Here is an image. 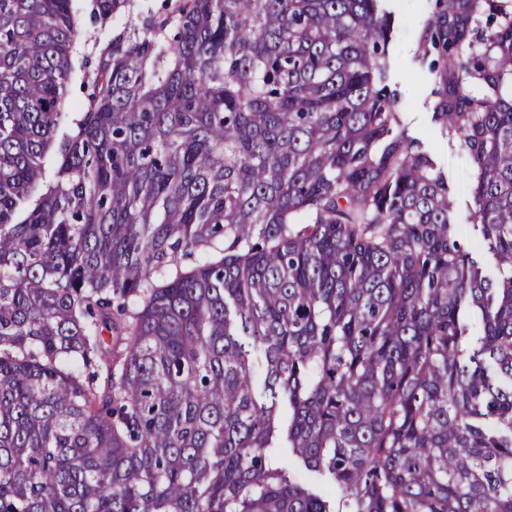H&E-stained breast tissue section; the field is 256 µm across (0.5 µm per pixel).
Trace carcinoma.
<instances>
[{
	"instance_id": "1",
	"label": "carcinoma",
	"mask_w": 512,
	"mask_h": 512,
	"mask_svg": "<svg viewBox=\"0 0 512 512\" xmlns=\"http://www.w3.org/2000/svg\"><path fill=\"white\" fill-rule=\"evenodd\" d=\"M79 9L0 0V512H512V0L422 38L472 248L381 0H174L70 120ZM384 9L392 15L393 39L388 46L392 78L401 96L398 129L419 141L448 175L452 190L453 223L464 243L472 240L473 202L470 184L473 167L466 150L455 136L442 135L433 120L435 92L442 85L421 61L420 41L432 17L435 0H385Z\"/></svg>"
}]
</instances>
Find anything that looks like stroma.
Listing matches in <instances>:
<instances>
[{"label":"stroma","mask_w":512,"mask_h":512,"mask_svg":"<svg viewBox=\"0 0 512 512\" xmlns=\"http://www.w3.org/2000/svg\"><path fill=\"white\" fill-rule=\"evenodd\" d=\"M383 6L392 15L393 39L388 46L392 78L401 96L398 109L400 127L419 141L445 171L452 190L453 222L459 238L470 242L472 207L470 184L473 167L460 140L442 135L433 120V103L441 84L421 60L420 41L423 30L432 16L435 0H384ZM138 12L115 16L107 28L83 20L75 44L78 56L88 58L98 66L103 48L112 36L124 29L141 25Z\"/></svg>","instance_id":"35a3bbf8"}]
</instances>
